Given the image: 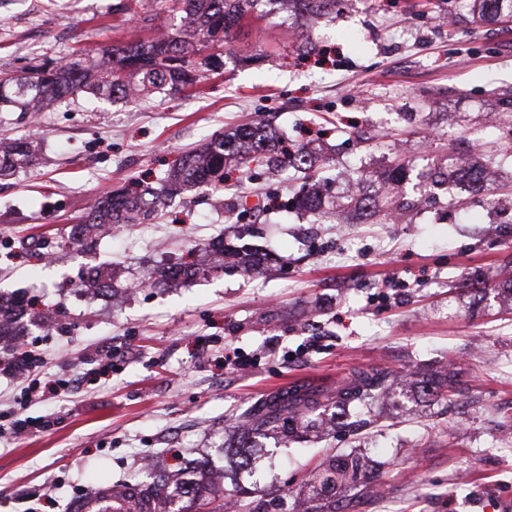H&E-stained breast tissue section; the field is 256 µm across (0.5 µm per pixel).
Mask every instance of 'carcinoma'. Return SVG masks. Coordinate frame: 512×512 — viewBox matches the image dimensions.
I'll use <instances>...</instances> for the list:
<instances>
[{
  "mask_svg": "<svg viewBox=\"0 0 512 512\" xmlns=\"http://www.w3.org/2000/svg\"><path fill=\"white\" fill-rule=\"evenodd\" d=\"M164 10L176 16L178 23L155 35L114 45L88 59L70 58L61 62H43L32 66L22 76L0 75V112H22L30 119L81 93L109 101L140 100L154 94L176 96L193 88L202 74L216 72L219 54H209L212 43L220 42L226 54L235 53L230 36L242 26L248 15L268 6L278 8L297 21L312 22L336 13L338 0H160ZM481 22H492L502 15H512V0H474ZM39 152L36 141L0 139V177L11 176L30 166ZM319 156L305 146L284 147L275 131L263 123L245 126L231 136H218L204 146L182 155L176 165L154 187L137 190L108 191L95 198L87 211L76 218L75 226L86 235L97 236L114 224H142L166 206L177 190L209 187L218 190L224 184V170L234 168L247 180L255 169L274 171L285 165L296 169H314ZM493 161L480 157L474 149L468 155L451 153L433 165L414 171L411 163L390 165L380 171H357L350 191L341 198L323 197L318 185L295 195L300 207L326 219L346 213L358 221L374 217L389 222L400 217L415 203L401 200L393 191L411 178L418 180L423 193L444 184L451 189L467 182L475 194L492 196L496 189ZM215 266H224L229 257L241 260L243 271L260 273L264 259L248 247L229 250L220 239L205 249ZM201 271L199 263H181L154 272L151 285L171 288L192 280ZM111 282V273L96 268L82 280V287L97 293ZM460 287L473 296L488 290L512 299V275L493 286L475 273L467 274ZM16 306L0 297V332H12L18 321ZM398 377L392 370L372 368L356 372L336 391L318 393L307 389H289L269 401L259 403L242 415L243 435L238 444V467L250 466L249 451L254 434L293 436L298 425L312 424L326 415L336 421L338 413L368 407L385 394L388 382ZM365 466L364 458L350 454H332L322 470L309 477L316 494L331 499L330 512L349 508L332 500L336 487L354 480ZM185 494V487L172 486L160 479L147 495L156 500L159 512H173L172 505Z\"/></svg>",
  "mask_w": 512,
  "mask_h": 512,
  "instance_id": "carcinoma-1",
  "label": "carcinoma"
}]
</instances>
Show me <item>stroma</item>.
<instances>
[{
    "label": "stroma",
    "mask_w": 512,
    "mask_h": 512,
    "mask_svg": "<svg viewBox=\"0 0 512 512\" xmlns=\"http://www.w3.org/2000/svg\"><path fill=\"white\" fill-rule=\"evenodd\" d=\"M0 0V72L74 54L94 55L174 18L158 0ZM292 18L246 21L237 55L192 91L146 101L67 99L29 121L0 113V135L36 138L38 164L0 180V294L37 298L52 323L23 339L41 375L81 373L83 354L112 348V369L64 397L33 402L48 420L34 435L0 436V512H76L100 487L147 471L192 472L208 460L224 476V505L250 512L310 497L307 483L332 452L369 468L348 512H512V303L473 299L463 275L488 281L512 267V213L456 190L451 202L388 224H336L289 205L304 173L227 172L222 196L198 188L146 224H124L64 245L91 199L132 182L159 185L173 162L216 135L263 119L277 134L315 143L332 192L353 172L398 160L423 166L448 149L481 148L512 181V21L479 23L473 0H343L309 23L315 53L298 57ZM249 226L268 254L259 275L210 272L183 288L145 279L160 265ZM103 266L112 286L95 297L80 280ZM0 338V353L20 341ZM206 346L194 350V341ZM251 365L227 370L225 347ZM384 368L460 385L446 399L392 383L370 413L295 442L254 436L257 467L231 461L237 417L290 381L332 389L352 372Z\"/></svg>",
    "instance_id": "obj_1"
}]
</instances>
